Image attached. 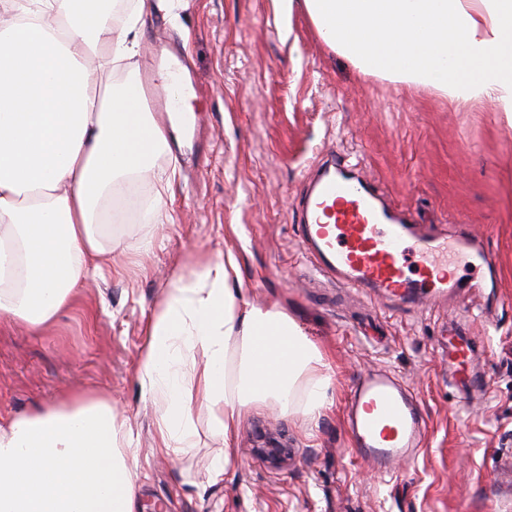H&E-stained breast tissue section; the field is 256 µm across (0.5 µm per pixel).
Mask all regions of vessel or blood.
<instances>
[{
	"mask_svg": "<svg viewBox=\"0 0 512 512\" xmlns=\"http://www.w3.org/2000/svg\"><path fill=\"white\" fill-rule=\"evenodd\" d=\"M300 240L320 275L345 287L412 307L450 296L457 287L450 267L457 258L476 268L490 265V254L475 239H450L419 233L400 211L350 163L321 166L300 201ZM473 339L448 335L441 347L458 380L475 385L464 364ZM348 428L357 457L379 474L412 456L425 426L414 392L390 372L361 379L351 397Z\"/></svg>",
	"mask_w": 512,
	"mask_h": 512,
	"instance_id": "obj_1",
	"label": "vessel or blood"
}]
</instances>
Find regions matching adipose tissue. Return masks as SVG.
I'll list each match as a JSON object with an SVG mask.
<instances>
[{
  "instance_id": "1",
  "label": "adipose tissue",
  "mask_w": 512,
  "mask_h": 512,
  "mask_svg": "<svg viewBox=\"0 0 512 512\" xmlns=\"http://www.w3.org/2000/svg\"><path fill=\"white\" fill-rule=\"evenodd\" d=\"M365 76L489 100L512 121V0H279ZM139 10L114 25L112 0H0V316L52 325L112 258L103 227L169 132L134 84ZM234 256L171 288L150 321L138 379L161 413L158 447H190L193 404L211 412L231 466L241 413L274 403L320 415L332 377L292 317L236 295ZM128 449L110 400L76 394L0 426V512H134Z\"/></svg>"
}]
</instances>
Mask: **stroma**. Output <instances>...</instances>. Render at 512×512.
<instances>
[{
    "mask_svg": "<svg viewBox=\"0 0 512 512\" xmlns=\"http://www.w3.org/2000/svg\"><path fill=\"white\" fill-rule=\"evenodd\" d=\"M135 57L113 80H139L153 43L183 44L199 87L200 147L163 151L143 202L108 227L112 271L91 280L48 332L0 320V422L65 393L111 398L136 451L135 512H512V129L487 102H451L362 76L329 49L302 11L278 0H182L168 18L146 0ZM361 165L390 201L421 224L464 225L488 247L497 276L448 304L395 309L317 275L298 236L296 205L334 155ZM171 224L156 229L147 203L165 180ZM234 253L233 286L276 305L327 354L332 402L319 417L248 408L236 462L210 478L224 450L206 408L194 407L193 445L157 450L159 411L136 376L149 321L165 293L202 264ZM475 339L472 371L485 392L462 402L440 342L449 324ZM378 369L416 393L425 424L418 451L381 479L352 454L346 408L356 380ZM288 449L275 466L256 450Z\"/></svg>",
    "mask_w": 512,
    "mask_h": 512,
    "instance_id": "obj_1",
    "label": "stroma"
}]
</instances>
